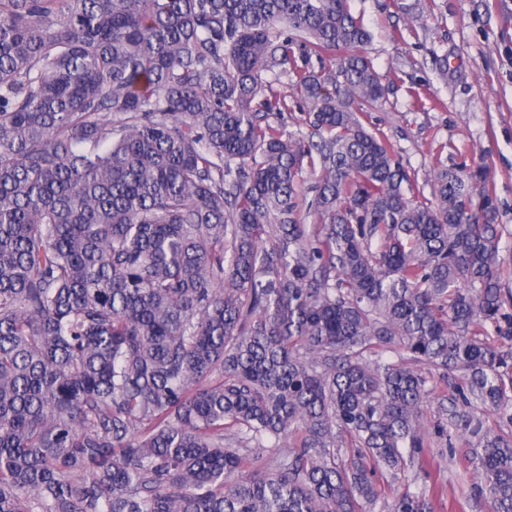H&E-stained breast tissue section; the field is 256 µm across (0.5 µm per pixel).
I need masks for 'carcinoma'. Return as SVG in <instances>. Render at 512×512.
<instances>
[{
  "instance_id": "carcinoma-1",
  "label": "carcinoma",
  "mask_w": 512,
  "mask_h": 512,
  "mask_svg": "<svg viewBox=\"0 0 512 512\" xmlns=\"http://www.w3.org/2000/svg\"><path fill=\"white\" fill-rule=\"evenodd\" d=\"M368 40L348 0H0V512H434L455 437L512 512L488 173L417 188ZM287 77H281L280 80L273 81V90L274 95H277L279 98H285L288 101L289 110L288 112H283L282 116H278V122L282 124L284 130L288 133V131L296 132L299 129V122H301V113L306 109L305 107H301L296 102H293L292 98H290L291 87L288 84Z\"/></svg>"
}]
</instances>
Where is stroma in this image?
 <instances>
[{"label":"stroma","mask_w":512,"mask_h":512,"mask_svg":"<svg viewBox=\"0 0 512 512\" xmlns=\"http://www.w3.org/2000/svg\"><path fill=\"white\" fill-rule=\"evenodd\" d=\"M372 38L362 48L391 91L367 112L418 185L438 164L483 165L503 225L499 261L512 289V0H350ZM420 487H445L435 512H491L474 496L472 448L456 440Z\"/></svg>","instance_id":"stroma-1"}]
</instances>
